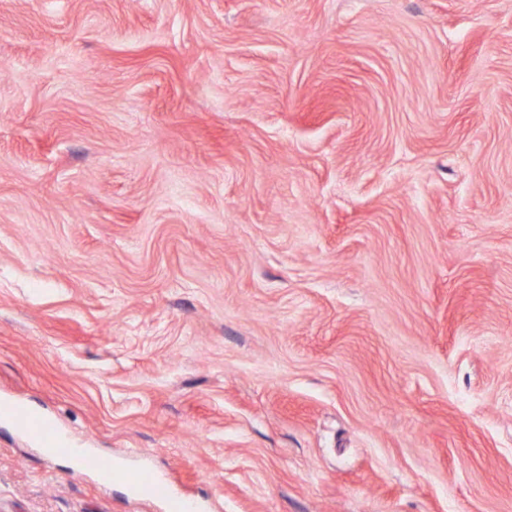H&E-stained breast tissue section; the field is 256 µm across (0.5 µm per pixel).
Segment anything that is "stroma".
Segmentation results:
<instances>
[{
	"instance_id": "1",
	"label": "stroma",
	"mask_w": 512,
	"mask_h": 512,
	"mask_svg": "<svg viewBox=\"0 0 512 512\" xmlns=\"http://www.w3.org/2000/svg\"><path fill=\"white\" fill-rule=\"evenodd\" d=\"M0 401L119 470L0 512H512V0H0Z\"/></svg>"
}]
</instances>
